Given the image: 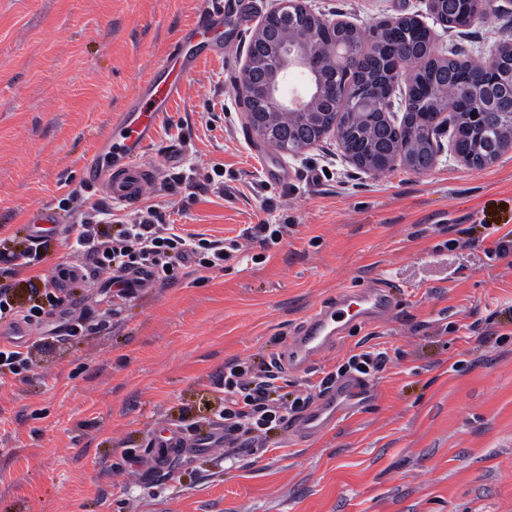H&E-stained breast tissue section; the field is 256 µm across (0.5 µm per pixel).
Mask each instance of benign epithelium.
I'll list each match as a JSON object with an SVG mask.
<instances>
[{
    "instance_id": "obj_1",
    "label": "benign epithelium",
    "mask_w": 512,
    "mask_h": 512,
    "mask_svg": "<svg viewBox=\"0 0 512 512\" xmlns=\"http://www.w3.org/2000/svg\"><path fill=\"white\" fill-rule=\"evenodd\" d=\"M278 6L266 13L247 46L245 62L236 82L245 124L255 135L273 148L290 154L301 153L323 139L338 138L347 160L360 169L371 171L375 167L390 169L405 164L425 172L437 162L442 144L437 135L453 123L454 132L449 142L451 152L468 167L474 166V155L460 148V132L485 126L491 104L487 96L493 85L512 90V70L502 71L498 62L503 56H512V42L501 44L491 51L488 64L470 81L457 84L453 99L458 105L453 120L448 113L434 114L433 125L418 130L414 114L404 113L402 127L406 133L403 146L391 151L381 142V130L375 121L393 125L392 92L395 83L406 77L413 84L415 71H405L408 58L405 48L392 40L394 31L405 25L407 16L385 20L369 31L368 42L374 47L386 48L384 64L388 79L382 90H360L348 85L336 84V65L354 70L361 68L366 56L361 50L344 43L324 44L325 33L333 31L345 21L323 13L312 12L303 0H277ZM350 104L357 109L353 113L355 129L344 132L336 126L321 129L311 139H303L290 146L306 129L319 128V117L325 110L334 111L336 105ZM500 133L506 135L498 153L512 150V105L509 111L498 113ZM427 144V157L418 165L410 147L419 141Z\"/></svg>"
}]
</instances>
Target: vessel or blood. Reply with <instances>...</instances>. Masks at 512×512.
<instances>
[{
	"instance_id": "b4317fda",
	"label": "vessel or blood",
	"mask_w": 512,
	"mask_h": 512,
	"mask_svg": "<svg viewBox=\"0 0 512 512\" xmlns=\"http://www.w3.org/2000/svg\"><path fill=\"white\" fill-rule=\"evenodd\" d=\"M244 14L225 15L222 0H202L194 21L183 27L168 45L152 77L141 83L117 116L110 118L93 154L86 160L82 177L104 199L125 208L139 207L157 180V171L145 156L158 140V129L168 112L180 102L188 77L207 57H223L225 25H243ZM53 209L32 210L28 222L34 239H41L46 225L60 223ZM392 300L388 291L372 285L346 289L336 298L313 307L299 322L288 346L276 359L277 366L302 372L321 361L356 323L388 316ZM367 382L357 376L337 379L304 411L292 417L289 432L300 441L318 436L348 416L364 398ZM208 431L186 433L173 425L155 429L149 440L154 472L166 473L208 444Z\"/></svg>"
}]
</instances>
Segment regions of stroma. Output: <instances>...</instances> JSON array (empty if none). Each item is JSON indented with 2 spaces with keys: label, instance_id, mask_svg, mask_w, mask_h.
<instances>
[{
  "label": "stroma",
  "instance_id": "1",
  "mask_svg": "<svg viewBox=\"0 0 512 512\" xmlns=\"http://www.w3.org/2000/svg\"><path fill=\"white\" fill-rule=\"evenodd\" d=\"M200 0H0V239L28 246L29 208L67 223L97 205L81 178L96 137L149 79ZM250 22L232 69L203 61L146 161L160 169L144 203L182 234L232 238L284 224L263 262L239 254L197 280L182 269L128 298L111 275L69 284L95 323L84 336L33 328L31 368L0 371V512H512V255L488 256V228L512 231V150L483 167L443 152L420 173L348 163L336 140L274 160L246 128L235 83L252 30L275 0H242ZM461 29L425 0H306L360 30L414 16L436 56L487 60L512 40V0ZM222 169L223 185L191 186ZM65 226L19 276L20 300L81 267ZM385 282L389 316L357 326L289 392L356 353L384 351L369 397L305 442L286 429L258 456L193 455L147 475L144 441L164 423L214 419L224 365L281 354L299 321L340 291Z\"/></svg>",
  "mask_w": 512,
  "mask_h": 512
}]
</instances>
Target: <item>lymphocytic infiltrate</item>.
<instances>
[{"label": "lymphocytic infiltrate", "instance_id": "f902f5d3", "mask_svg": "<svg viewBox=\"0 0 512 512\" xmlns=\"http://www.w3.org/2000/svg\"><path fill=\"white\" fill-rule=\"evenodd\" d=\"M101 218L95 214L81 217L70 225L74 246L92 265L93 274L139 269L156 281L175 277L179 268L193 264L197 271L223 269L226 261L241 249L242 242L258 243L268 248L279 244L287 233L284 224H256L242 230L240 239L211 240L198 235H183L165 222L154 208H146L120 229L116 236L102 231ZM67 297L58 286L57 277L44 280L29 305H20L14 284H0V321L23 320L33 326L44 317L64 309ZM388 356L365 351L349 357L335 373L327 374L318 389L327 388L336 376L358 373L364 376L382 372ZM279 375L272 366L256 369L230 361L224 366V409L219 418L224 426V446L229 454L265 447L269 434L287 419L302 411L316 397L318 389L285 402L279 399Z\"/></svg>", "mask_w": 512, "mask_h": 512}]
</instances>
